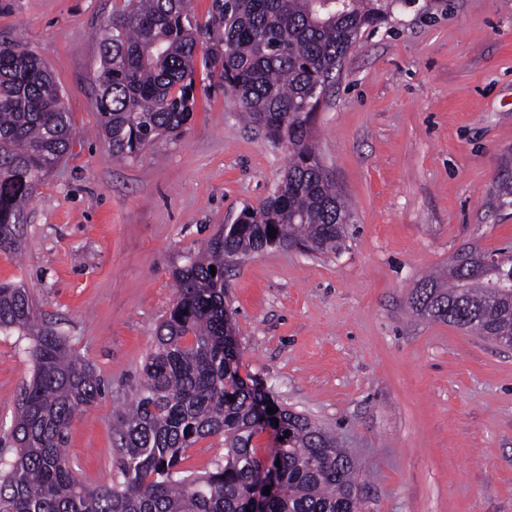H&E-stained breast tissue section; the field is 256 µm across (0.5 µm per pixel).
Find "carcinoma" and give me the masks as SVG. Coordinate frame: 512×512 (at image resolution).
Wrapping results in <instances>:
<instances>
[{
  "instance_id": "1",
  "label": "carcinoma",
  "mask_w": 512,
  "mask_h": 512,
  "mask_svg": "<svg viewBox=\"0 0 512 512\" xmlns=\"http://www.w3.org/2000/svg\"><path fill=\"white\" fill-rule=\"evenodd\" d=\"M387 16V0H211L202 23L191 0H123L99 30L96 106L113 159L181 136L194 112L200 51L246 121L286 144L288 168L267 199L175 269L173 303L138 394L116 416L119 457L108 485L85 486L64 452L72 421L101 395L100 378L66 336L38 325L28 289L0 283V334L28 339L33 363L13 453L0 455V512H246L263 468L276 477L264 512H365L360 469L336 435L288 408L267 413L274 403L241 377L224 273L272 246L314 256L342 250L351 210L312 139L308 103L326 93L362 31ZM73 140L61 89L41 57L1 42L0 253L18 250L25 206ZM470 254L484 276L452 268L425 276L411 307L494 343L509 339L512 292L496 284L498 270L512 271V252ZM267 428L280 441L264 460L253 439ZM212 437L224 442L214 471L182 467L187 450Z\"/></svg>"
}]
</instances>
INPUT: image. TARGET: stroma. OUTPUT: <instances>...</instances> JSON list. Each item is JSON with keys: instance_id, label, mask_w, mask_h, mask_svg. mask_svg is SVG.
I'll return each mask as SVG.
<instances>
[{"instance_id": "35a3bbf8", "label": "stroma", "mask_w": 512, "mask_h": 512, "mask_svg": "<svg viewBox=\"0 0 512 512\" xmlns=\"http://www.w3.org/2000/svg\"><path fill=\"white\" fill-rule=\"evenodd\" d=\"M122 0H0V42L34 49L64 94L71 154L26 206L0 283L23 281L41 324L103 380L72 423L76 477L111 483L116 415L135 398L175 267L288 167L195 71L179 139L126 162L99 136L95 32ZM313 134L352 207L342 251L272 248L226 273L240 373L331 429L358 464L366 512H512V348L417 317L411 293L461 248L512 243V0H403L365 30ZM0 336V455L33 364Z\"/></svg>"}]
</instances>
